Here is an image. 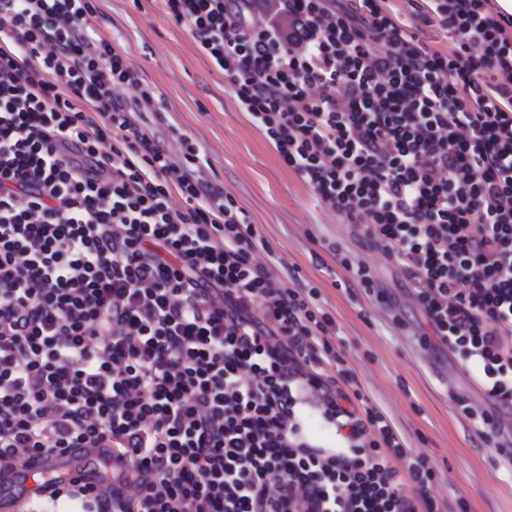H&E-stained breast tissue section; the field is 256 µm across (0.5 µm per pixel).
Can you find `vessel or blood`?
<instances>
[{
	"label": "vessel or blood",
	"mask_w": 512,
	"mask_h": 512,
	"mask_svg": "<svg viewBox=\"0 0 512 512\" xmlns=\"http://www.w3.org/2000/svg\"><path fill=\"white\" fill-rule=\"evenodd\" d=\"M92 460L101 462L108 471L116 466L108 449L72 448L42 458L33 474L18 468L1 467L0 512H14L17 503L46 495L65 481L93 482L98 473L88 466Z\"/></svg>",
	"instance_id": "b4317fda"
}]
</instances>
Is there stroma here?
<instances>
[{"label": "stroma", "mask_w": 512, "mask_h": 512, "mask_svg": "<svg viewBox=\"0 0 512 512\" xmlns=\"http://www.w3.org/2000/svg\"><path fill=\"white\" fill-rule=\"evenodd\" d=\"M420 38L443 52L459 45L434 25H419L423 0H388ZM92 25L138 71L153 91L151 105L135 107L134 88L118 89L134 120L180 160L178 134L196 143L208 181L224 188L247 223L278 256L275 272L292 286L289 269L321 291L320 303L336 321L348 366L370 403L384 411L412 456L436 470L432 494L444 512H512V459L495 441L480 442L481 419L467 418L469 405L498 417L485 403L474 368L440 342L421 343L430 326L416 303L404 270L387 260L364 234L316 200L286 166L243 111L223 71L199 49L191 34L166 13L163 0H95ZM364 262L376 288L364 293L342 287L348 272L337 255Z\"/></svg>", "instance_id": "35a3bbf8"}]
</instances>
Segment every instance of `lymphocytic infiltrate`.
<instances>
[{"label": "lymphocytic infiltrate", "instance_id": "f902f5d3", "mask_svg": "<svg viewBox=\"0 0 512 512\" xmlns=\"http://www.w3.org/2000/svg\"><path fill=\"white\" fill-rule=\"evenodd\" d=\"M288 168L401 266L512 409V15L428 0H165ZM92 0H0V461L108 448L116 512H443L369 405L318 288L137 125ZM184 208H176L172 195ZM320 417L324 447L305 430ZM406 462L398 472L394 462ZM388 4L405 23L417 27L418 30L413 31L418 33L420 38L430 48L448 52L461 42V37L459 36L448 37V33L442 31L436 25L427 26L419 19L415 20L416 14H427L425 2H422V0H416L415 2L408 0H388Z\"/></svg>", "mask_w": 512, "mask_h": 512}]
</instances>
